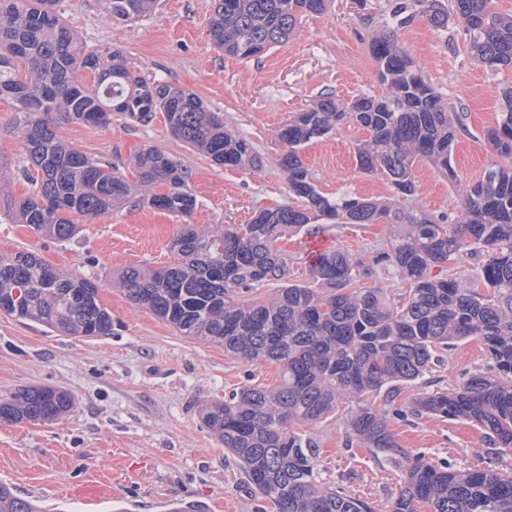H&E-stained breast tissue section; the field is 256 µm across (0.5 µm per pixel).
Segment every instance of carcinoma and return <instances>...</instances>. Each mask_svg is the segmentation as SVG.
I'll use <instances>...</instances> for the list:
<instances>
[{
    "mask_svg": "<svg viewBox=\"0 0 512 512\" xmlns=\"http://www.w3.org/2000/svg\"><path fill=\"white\" fill-rule=\"evenodd\" d=\"M158 0H106L108 18L134 22ZM495 0H395L371 41L386 85L382 96L351 102L325 95L293 112L277 131L286 150L277 165L287 174L293 201L260 213L250 224L184 225L172 244L177 262L140 266L120 276L128 299L168 322L180 335L202 337L247 362L278 365L280 384L243 386L203 408L204 427L224 444L249 483L274 512H512V472L496 466L461 471L413 455L390 428L387 411L406 385L424 378L455 345L481 342L491 371L478 370L452 389L418 395L409 412L464 420L512 451V90L484 138L495 155L483 177L464 186L460 210L448 224L406 205L415 193L414 166L423 159L457 182L452 146L463 129L421 67L397 38L415 12L435 28L457 21L471 55L494 73L512 68V15ZM329 0H214L210 41L226 55L256 57L286 42L306 16ZM90 71L88 85L83 74ZM0 99L11 101L14 132L23 149L19 172L29 195L7 201L15 221L42 237L67 241L80 224L136 205L176 217L192 214L197 198L186 167L155 147L134 154L133 175L87 156L63 141L57 125H112L118 114L140 123L165 114L171 133L226 169H259L265 158L243 135L224 127L194 93L149 81L120 54L83 44L66 22L60 0H0ZM353 120L369 132L356 148L360 171L382 175L398 202L323 195L301 152ZM376 224L394 228L390 246L373 264L336 248L316 255L310 282H290L287 261L274 248L273 227ZM480 258L473 287L453 274ZM381 268L410 288L391 298L384 288H359ZM485 291H480L478 286ZM264 286L272 294L263 300ZM99 285L62 273L27 250L0 253V312L37 322L66 336L112 334V314L98 300ZM354 404L350 445L383 455L404 469L395 496L377 509L318 480V442L303 427L326 421L344 402ZM69 392L51 386L21 388L0 398L1 421H53L73 408ZM0 512H38L0 483Z\"/></svg>",
    "mask_w": 512,
    "mask_h": 512,
    "instance_id": "cac0c4a2",
    "label": "carcinoma"
}]
</instances>
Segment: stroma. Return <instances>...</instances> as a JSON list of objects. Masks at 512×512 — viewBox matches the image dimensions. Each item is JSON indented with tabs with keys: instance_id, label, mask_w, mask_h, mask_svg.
<instances>
[{
	"instance_id": "stroma-1",
	"label": "stroma",
	"mask_w": 512,
	"mask_h": 512,
	"mask_svg": "<svg viewBox=\"0 0 512 512\" xmlns=\"http://www.w3.org/2000/svg\"><path fill=\"white\" fill-rule=\"evenodd\" d=\"M392 2L330 0L324 14L302 19L287 44L242 60L218 52L209 39L213 0H159L154 12L134 23L107 21L99 0H62L64 17L80 38L120 53L146 79L195 93L267 163L258 171L218 167L172 136L160 112L146 124L116 116L106 129L58 127L85 154L124 167L141 147L166 151L188 167L198 206L182 220L128 204L81 224L64 242L39 237L0 210V252L28 249L53 267L96 279L99 300L112 314L111 335L96 338L62 336L0 314V396L49 385L67 390L75 401L73 411L57 421L0 422V483L37 500L44 512H169L175 501L202 504L205 512H272L238 462L202 426L199 408L245 385H277V365L239 360L222 346L179 335L133 304L112 277L137 265L176 262L170 246L183 223L246 224L262 210L287 205V175L275 162L284 149L278 128L291 112L326 94L343 101L385 94L371 39ZM398 38L449 111L461 113L464 130L456 138L453 165L458 183L477 181L493 157L484 133L496 122L503 91L512 87V68L488 73L453 23L438 29L418 15L399 29ZM13 118L11 103L0 100V168L10 173L9 194L18 199L29 186L17 174L22 150ZM368 137L351 121L303 150L325 196L392 199L385 177L356 166L355 147ZM415 176L414 209L437 218L456 212L458 184L424 161L416 164ZM389 237L382 223L325 224L316 235L284 231L276 246L291 279L303 283L310 279L315 245L345 248L368 264ZM488 364L480 342L468 339L449 351L420 388L403 389L389 418L403 448L461 470L491 464L512 470V453L493 448L470 424L405 412L418 390L453 387ZM349 410L340 405L332 418L310 427L321 448L317 472L326 484L378 506L398 492L401 472L383 456L349 447Z\"/></svg>"
}]
</instances>
